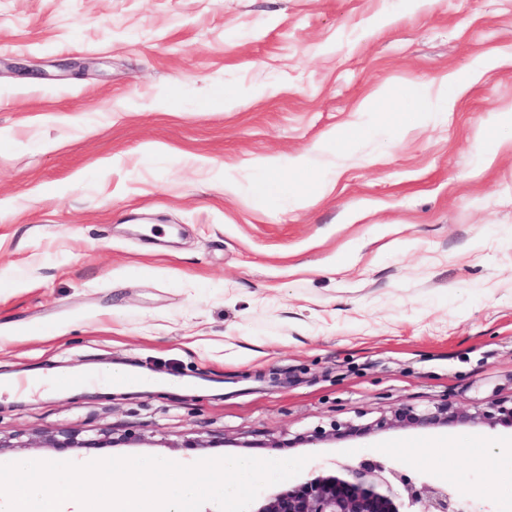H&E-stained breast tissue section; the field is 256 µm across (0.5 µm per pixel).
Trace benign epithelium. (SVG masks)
Segmentation results:
<instances>
[{
	"label": "benign epithelium",
	"mask_w": 512,
	"mask_h": 512,
	"mask_svg": "<svg viewBox=\"0 0 512 512\" xmlns=\"http://www.w3.org/2000/svg\"><path fill=\"white\" fill-rule=\"evenodd\" d=\"M472 421L494 427H512V400L492 403L470 415L458 413L448 403L417 408L402 405L368 423L332 421L317 426L302 440L316 443L328 438L360 437L393 427L432 428ZM110 435L80 439L62 430L49 437V448H104ZM254 512H482L474 499L457 488L415 482L393 464L371 458L334 463L322 474H311L269 496Z\"/></svg>",
	"instance_id": "obj_1"
}]
</instances>
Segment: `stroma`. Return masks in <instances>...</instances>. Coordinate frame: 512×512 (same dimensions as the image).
Returning a JSON list of instances; mask_svg holds the SVG:
<instances>
[{"mask_svg":"<svg viewBox=\"0 0 512 512\" xmlns=\"http://www.w3.org/2000/svg\"><path fill=\"white\" fill-rule=\"evenodd\" d=\"M449 74L454 111L411 120L409 88ZM510 111L512 0H0V464L304 456L310 474L512 447L471 423L303 440L512 398ZM267 158L282 187L258 198ZM131 366L149 386L113 388ZM19 378L43 386L4 390ZM62 429L115 444L45 447ZM406 468L512 512L497 466Z\"/></svg>","mask_w":512,"mask_h":512,"instance_id":"stroma-1","label":"stroma"}]
</instances>
